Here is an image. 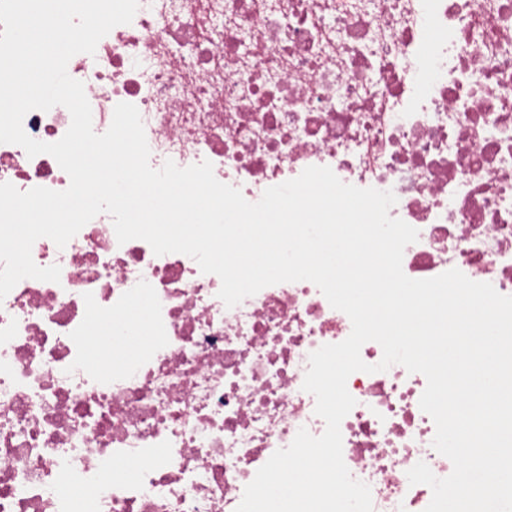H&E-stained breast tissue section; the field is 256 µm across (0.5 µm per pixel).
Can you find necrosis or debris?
I'll return each mask as SVG.
<instances>
[{
	"label": "necrosis or debris",
	"instance_id": "1",
	"mask_svg": "<svg viewBox=\"0 0 512 512\" xmlns=\"http://www.w3.org/2000/svg\"><path fill=\"white\" fill-rule=\"evenodd\" d=\"M67 71L96 133L118 103L138 108L153 168L210 161L255 203L329 167L394 193L391 216L419 233L408 277L456 268L512 296V0H139ZM70 124L61 105L23 121L48 143ZM1 182L62 191L70 178L0 143ZM32 258L61 276L0 300V512H236L299 429L324 432L308 359L352 324L312 282L226 307L217 275L118 243L106 213L65 247L36 240ZM426 384L399 364L347 380L343 459L373 512H425L430 487L407 478L418 462L452 472Z\"/></svg>",
	"mask_w": 512,
	"mask_h": 512
}]
</instances>
